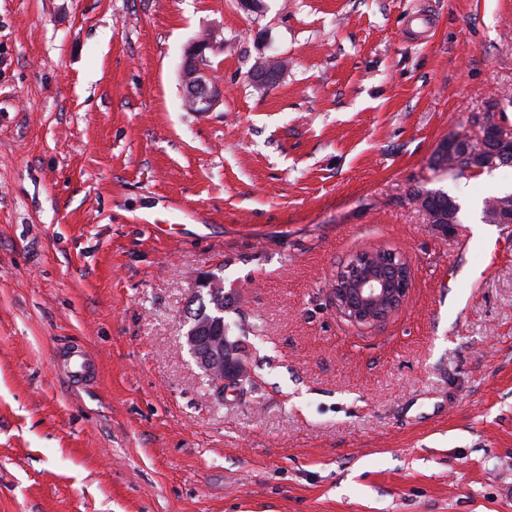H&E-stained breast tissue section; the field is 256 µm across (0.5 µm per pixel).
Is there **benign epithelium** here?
Segmentation results:
<instances>
[{
    "label": "benign epithelium",
    "mask_w": 512,
    "mask_h": 512,
    "mask_svg": "<svg viewBox=\"0 0 512 512\" xmlns=\"http://www.w3.org/2000/svg\"><path fill=\"white\" fill-rule=\"evenodd\" d=\"M224 45L220 32L193 42L185 51L182 81L185 103L192 112H209L219 101V88L210 72L209 52ZM280 60L261 58L253 67V80L266 86L279 77ZM409 264L402 258L378 270L365 267L361 258L352 256L339 266L330 281L329 299L336 313L358 326H377L389 321L402 307L411 288ZM185 344L212 386L224 388V360L238 356L236 345L214 336L202 342L197 331L185 333Z\"/></svg>",
    "instance_id": "7a95c632"
}]
</instances>
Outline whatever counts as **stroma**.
<instances>
[{
	"instance_id": "obj_1",
	"label": "stroma",
	"mask_w": 512,
	"mask_h": 512,
	"mask_svg": "<svg viewBox=\"0 0 512 512\" xmlns=\"http://www.w3.org/2000/svg\"><path fill=\"white\" fill-rule=\"evenodd\" d=\"M495 103L512 0H0V512H512V163L433 167ZM373 248L412 287L357 326L327 284ZM212 272L259 327L246 394L184 344ZM219 30L193 42L185 51L182 64V81L185 88V103L192 112H210L219 101V88L210 72L208 54L224 40L218 39ZM280 60L275 56L262 57L253 67L254 82L263 86L273 84L279 77ZM412 200L429 216L431 224H441L448 229V224H456L458 206L447 193L440 190H417ZM498 205L506 206V211L502 210L501 212H499ZM502 216L512 217V194L505 195L502 197L488 198L484 202L483 218L487 223L504 224L503 222H501Z\"/></svg>"
}]
</instances>
